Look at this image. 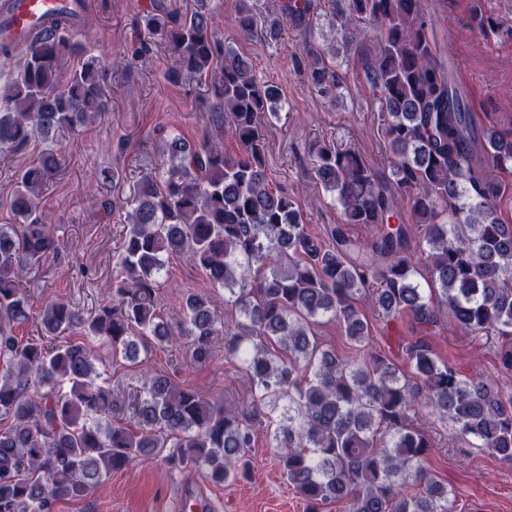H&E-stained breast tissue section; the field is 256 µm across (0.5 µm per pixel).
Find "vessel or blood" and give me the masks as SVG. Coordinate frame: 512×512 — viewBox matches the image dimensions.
I'll return each instance as SVG.
<instances>
[{
	"instance_id": "vessel-or-blood-1",
	"label": "vessel or blood",
	"mask_w": 512,
	"mask_h": 512,
	"mask_svg": "<svg viewBox=\"0 0 512 512\" xmlns=\"http://www.w3.org/2000/svg\"><path fill=\"white\" fill-rule=\"evenodd\" d=\"M0 9V39L27 44L31 34L63 12H83L88 0H4Z\"/></svg>"
}]
</instances>
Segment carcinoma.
<instances>
[{
    "instance_id": "carcinoma-1",
    "label": "carcinoma",
    "mask_w": 512,
    "mask_h": 512,
    "mask_svg": "<svg viewBox=\"0 0 512 512\" xmlns=\"http://www.w3.org/2000/svg\"><path fill=\"white\" fill-rule=\"evenodd\" d=\"M195 4L180 19L153 6L144 22L178 58L171 81L205 82L204 135L190 143L154 128L160 164L134 185L108 300L88 317L43 302L37 337H18L14 327L32 319L25 275L56 249L38 200L60 168L58 135L105 111L109 66L85 56L61 80L62 58L77 46L67 18L24 48L0 41L1 61L23 54L16 79L0 86V159L36 138L46 144L14 182L9 209L18 223L0 225V512H54L113 472L155 460L231 484L250 474L258 427L307 512L329 502L342 512H457L425 466L432 443L422 419L512 462V390L461 375L422 338L401 346V367L369 350L359 301L385 322L434 326L446 311L460 335L496 337L499 368L512 373V224L497 215V203L512 195V182L498 176L512 169V125L476 120L436 50L425 0H349L323 14L336 38L304 52L307 88L334 101L346 88L336 54L362 35L356 22L372 25L379 49L366 80L379 93L392 159L381 180L355 148L313 142L310 179L343 215L314 234L294 193L274 185L266 166L259 119H279L281 88L257 79L251 62L224 45L211 0ZM316 9V0H283L265 38L278 39L290 24L313 32ZM227 139L237 154L227 153ZM353 224L369 234H351ZM172 257L224 289V307L236 313L226 317L211 296L189 293L181 338L189 362L202 365L224 337V360L251 384L241 410L145 366L173 344L156 302ZM322 318L336 322L349 354L318 340ZM67 330L142 366L140 385L115 398L97 355Z\"/></svg>"
}]
</instances>
